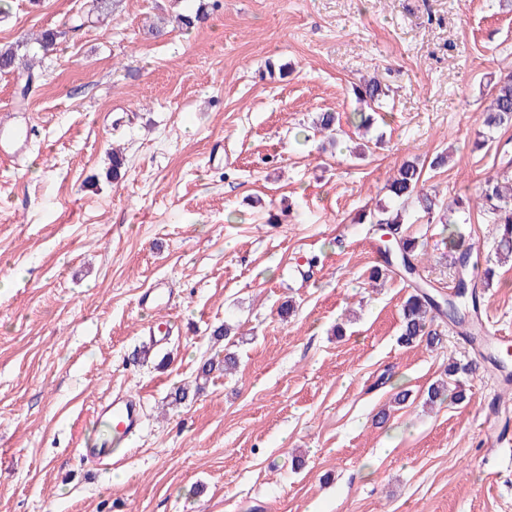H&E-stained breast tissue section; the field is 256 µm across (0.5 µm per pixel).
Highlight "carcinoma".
Returning a JSON list of instances; mask_svg holds the SVG:
<instances>
[{"instance_id":"obj_1","label":"carcinoma","mask_w":512,"mask_h":512,"mask_svg":"<svg viewBox=\"0 0 512 512\" xmlns=\"http://www.w3.org/2000/svg\"><path fill=\"white\" fill-rule=\"evenodd\" d=\"M388 91L389 88L375 78L354 88L356 99L369 106L382 104ZM479 119L490 131L512 126V74L493 83L491 105L480 114ZM314 127L320 132L336 134L340 131V118L334 112H322L314 122ZM423 168L424 165L415 160L404 162L387 188L397 199L407 200L414 195L418 196L423 208L430 210L435 202L431 194L420 188ZM473 202L491 216L492 223L499 226L500 249L512 252V185L503 184L497 177H489ZM376 223L388 225L392 234L396 235V247L392 256H383L384 268L375 269L372 278L377 279L385 272L393 273L397 270L409 277H420L421 253L418 252V245L412 239L399 236V225L403 223L401 213L383 207ZM449 244L453 250L451 266L454 268L456 289L448 299L439 300L420 284L413 285V292L408 295L400 311L399 343L405 347L422 342L432 345L439 341V333L433 329L438 319H448L462 333H470L475 329L480 309V289L490 285L492 269L484 263L479 252L455 238L453 233L450 234Z\"/></svg>"}]
</instances>
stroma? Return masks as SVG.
<instances>
[{
	"label": "stroma",
	"instance_id": "35a3bbf8",
	"mask_svg": "<svg viewBox=\"0 0 512 512\" xmlns=\"http://www.w3.org/2000/svg\"><path fill=\"white\" fill-rule=\"evenodd\" d=\"M83 4L0 0V48L33 65L0 72V115L33 127L0 164V512H512V452L488 438L494 416L512 436V389L447 324L437 346L398 345L410 287L374 286L380 233L359 221L401 210L421 277L450 294L448 206L512 160V128L474 147L491 78L512 72V8L105 0L43 51ZM370 76L390 96L366 155L353 127L336 145L312 133ZM440 154L432 213L391 197L404 161ZM454 230L493 259L480 316L512 337L495 225L475 209ZM155 284L174 306L151 348L138 298ZM224 323L238 366L195 391ZM452 358L475 372L446 377ZM442 379L465 401L426 406ZM119 391L141 398L144 428L102 469L80 446Z\"/></svg>",
	"mask_w": 512,
	"mask_h": 512
}]
</instances>
